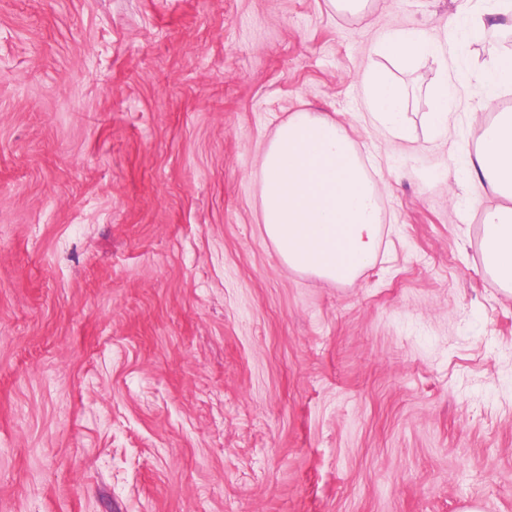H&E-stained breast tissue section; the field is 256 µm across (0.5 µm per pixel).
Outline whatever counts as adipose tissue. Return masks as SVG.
<instances>
[{"label": "adipose tissue", "mask_w": 512, "mask_h": 512, "mask_svg": "<svg viewBox=\"0 0 512 512\" xmlns=\"http://www.w3.org/2000/svg\"><path fill=\"white\" fill-rule=\"evenodd\" d=\"M454 46L441 47L419 29L389 33L377 55L411 69L427 56L441 59L424 95L425 123L447 135L456 121L457 88L466 80L448 67ZM482 79L484 105L494 109L512 90V51L491 57ZM367 118L391 136L410 140L411 89L382 66L364 72ZM466 179L488 185L509 205L482 208L483 268L504 290L512 289V113L496 112L483 125ZM261 222L282 262L330 283L353 282L377 259L381 231L380 188L346 131L313 112H296L276 129L261 156Z\"/></svg>", "instance_id": "ef3b65f1"}]
</instances>
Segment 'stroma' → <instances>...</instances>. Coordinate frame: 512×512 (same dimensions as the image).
<instances>
[{
	"label": "stroma",
	"mask_w": 512,
	"mask_h": 512,
	"mask_svg": "<svg viewBox=\"0 0 512 512\" xmlns=\"http://www.w3.org/2000/svg\"><path fill=\"white\" fill-rule=\"evenodd\" d=\"M465 0H0V512H512V298L470 161L505 31ZM454 41L447 137L365 115L390 31ZM341 124L381 187L349 284L284 266L260 155Z\"/></svg>",
	"instance_id": "stroma-1"
}]
</instances>
